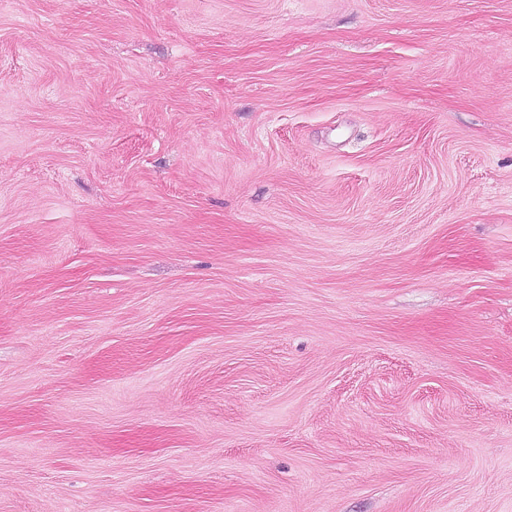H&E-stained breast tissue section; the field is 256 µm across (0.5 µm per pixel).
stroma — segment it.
Instances as JSON below:
<instances>
[{"mask_svg":"<svg viewBox=\"0 0 512 512\" xmlns=\"http://www.w3.org/2000/svg\"><path fill=\"white\" fill-rule=\"evenodd\" d=\"M0 512H512V0H0Z\"/></svg>","mask_w":512,"mask_h":512,"instance_id":"stroma-1","label":"stroma"}]
</instances>
